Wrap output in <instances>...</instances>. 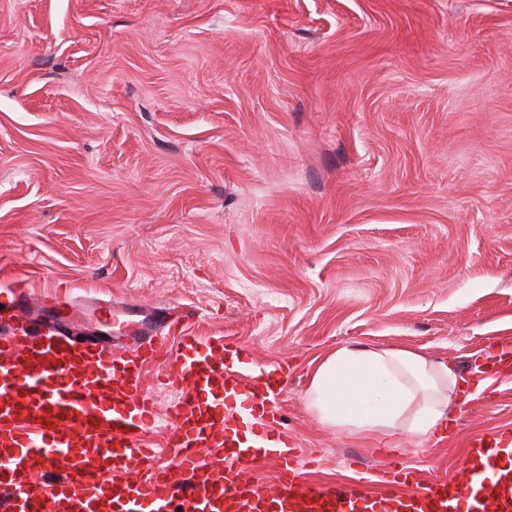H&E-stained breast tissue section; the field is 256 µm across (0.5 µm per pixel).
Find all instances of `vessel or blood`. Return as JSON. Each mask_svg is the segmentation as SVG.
Listing matches in <instances>:
<instances>
[{
    "instance_id": "vessel-or-blood-1",
    "label": "vessel or blood",
    "mask_w": 512,
    "mask_h": 512,
    "mask_svg": "<svg viewBox=\"0 0 512 512\" xmlns=\"http://www.w3.org/2000/svg\"><path fill=\"white\" fill-rule=\"evenodd\" d=\"M70 295L0 300V512H512V432L471 440L461 474L423 480L400 456L351 482L304 478L313 456L280 431L283 365L253 371L223 336L143 331L126 353L67 331ZM173 355L165 411L145 370ZM512 370L496 348L485 372ZM166 422L170 465L148 436ZM279 472L263 485L255 473Z\"/></svg>"
}]
</instances>
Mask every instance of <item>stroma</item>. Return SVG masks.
I'll use <instances>...</instances> for the list:
<instances>
[{
  "mask_svg": "<svg viewBox=\"0 0 512 512\" xmlns=\"http://www.w3.org/2000/svg\"><path fill=\"white\" fill-rule=\"evenodd\" d=\"M189 315L282 363L311 484L399 453L456 475L512 376L427 440L305 403L342 345L469 381L512 344V0H0V289Z\"/></svg>",
  "mask_w": 512,
  "mask_h": 512,
  "instance_id": "stroma-1",
  "label": "stroma"
}]
</instances>
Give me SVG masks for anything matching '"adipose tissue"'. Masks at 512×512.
I'll list each match as a JSON object with an SVG mask.
<instances>
[{"label": "adipose tissue", "instance_id": "1", "mask_svg": "<svg viewBox=\"0 0 512 512\" xmlns=\"http://www.w3.org/2000/svg\"><path fill=\"white\" fill-rule=\"evenodd\" d=\"M470 398L467 383L447 359L348 345L323 358L305 395L324 424L352 434L399 430L411 438L445 432Z\"/></svg>", "mask_w": 512, "mask_h": 512}]
</instances>
